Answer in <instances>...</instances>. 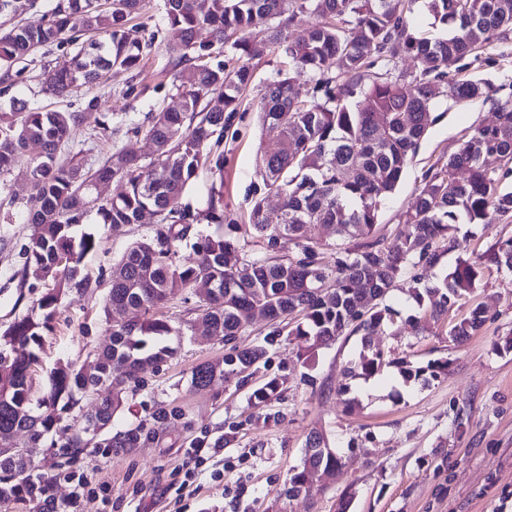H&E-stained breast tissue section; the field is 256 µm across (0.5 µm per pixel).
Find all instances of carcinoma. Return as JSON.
<instances>
[{
	"mask_svg": "<svg viewBox=\"0 0 512 512\" xmlns=\"http://www.w3.org/2000/svg\"><path fill=\"white\" fill-rule=\"evenodd\" d=\"M145 0H59L43 24L15 25L0 34V66L75 31H92L102 40L82 45L63 64L44 72L43 84L64 96L112 74V69L137 70L142 45L130 36L127 23ZM444 33L422 36L414 29L417 3ZM315 22L298 40L287 27L299 14ZM164 19L174 32L170 51L182 69L175 89L178 109L154 112L137 128L155 146L149 163L115 148L95 169L64 162L58 150L79 122L75 112L37 109L0 112V174L23 156L27 144H41L29 163V191L34 208L28 214L31 234L26 247L25 275L50 281L53 288L37 300L41 319L23 317L4 333L0 347V507L47 494L50 480L35 474L28 450L12 438L27 434L31 447L51 433V447L68 454L71 448H131L145 436V426L129 425L120 437L109 433L112 419L128 393L145 386V374L174 355L164 344L173 328L158 315L175 295L187 291L212 335L224 337V357L195 366L191 382L205 387L215 378L252 382L268 363L266 346L241 347L237 339L255 313L267 318L280 335L290 316L298 322L288 335L303 336L301 354L309 366L318 350L341 337L361 335L358 359L346 367L348 378H367L390 364L372 347V337L398 312L384 304L396 282L417 266L437 265L445 252L461 247L456 224L488 229L512 215V95L494 101L496 121L478 126L446 162L422 175L423 188L401 215L403 229L391 241L374 237L381 202L401 180L409 157L427 132L430 110L453 97L458 101L482 95L492 85L448 73L458 62L512 32V0H164ZM284 46L292 63L278 71L261 98V119L278 141L275 153H260L257 183L251 194L247 231L259 246L249 253L222 235H206L196 243L195 258L186 264L174 243L195 234L194 225L224 221V158L212 155L234 117L240 94L252 83L247 63L228 68L204 62L216 45L231 44L240 57L256 55L257 41ZM417 70L400 68L405 57ZM309 75L311 92L302 99L294 91L293 69ZM165 169L162 179L151 168ZM209 167L219 183L212 184L206 207L196 213L182 205L188 182ZM118 180L124 189L106 201L96 198L102 181ZM282 198L285 220L268 222L264 202ZM101 224L139 223L145 212L155 217L152 233L133 242L112 266L104 312L134 311L137 319L112 325L111 345L94 354L90 372L68 363L55 369L50 386L35 396L33 366L39 361L43 331L53 320L61 297L75 288L93 293L101 282L82 274L85 257L99 248L92 232L76 233L90 213ZM333 229L332 261L320 264V243L308 229ZM293 243L281 251L282 239ZM493 265L512 270V238L499 239L480 261L459 259L453 272L422 289L413 288L417 304L429 301L437 316L472 293ZM477 306L450 325L448 335L462 343L485 322ZM406 378L448 370L435 360L411 369L395 362ZM97 396L94 410L78 425L64 423L88 396ZM277 377L253 387L250 399L260 408L280 399ZM309 439L301 468L288 479V496L309 490L310 472L332 475L338 467L334 449L321 435Z\"/></svg>",
	"mask_w": 512,
	"mask_h": 512,
	"instance_id": "obj_1",
	"label": "carcinoma"
}]
</instances>
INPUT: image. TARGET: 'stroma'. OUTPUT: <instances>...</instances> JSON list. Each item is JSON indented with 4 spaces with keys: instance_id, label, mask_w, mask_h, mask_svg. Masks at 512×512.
<instances>
[{
    "instance_id": "stroma-1",
    "label": "stroma",
    "mask_w": 512,
    "mask_h": 512,
    "mask_svg": "<svg viewBox=\"0 0 512 512\" xmlns=\"http://www.w3.org/2000/svg\"><path fill=\"white\" fill-rule=\"evenodd\" d=\"M129 28L133 36L155 39L140 72H116L93 87L55 96L45 89L43 73L75 49L71 43H56L11 65L13 88L10 96L0 97V111H10L16 99L29 108L79 113L81 121L60 155L87 168L97 167L116 144L149 160L152 147L137 127L149 113L181 103L174 88L177 70L166 52L171 32L163 0H146ZM285 62L273 47L261 48L251 59L252 85L224 133L226 223L202 227L204 233L224 235L247 251L253 241L236 227L248 221V194L257 180L255 159L269 140L259 115L261 90ZM467 64L470 79L512 93V40L485 47ZM447 108L429 125L401 184L383 202L378 237L390 240L400 231V215L421 190L423 173L446 161L473 127L494 119L491 101L482 98L451 102ZM115 127L120 130L116 137L111 134ZM26 170L22 162L0 174V333L14 320L39 318L36 301L47 290L22 273L30 234ZM85 229L96 233L101 245L85 258L83 272L103 281L126 248L150 231L144 223L104 226L93 215ZM458 235L465 240L461 254L472 259L497 239L512 237V217H502L486 231L463 224ZM461 254H444L436 267H419L402 277L386 302L403 320L373 339L392 362L402 358L418 367L448 360L447 372L437 379L407 383L391 364L370 379L353 380L356 402L344 407L336 388L344 368L359 354V336L321 349L315 365L306 368L298 359L300 339L270 337L267 319L258 315L238 343L272 339L268 373L283 381L280 400L261 411L250 400V388H236L234 382L218 379L204 389L192 387L193 367L222 358L224 339L205 335L200 315L193 312L194 301L177 298L165 311L172 326L181 330L169 338L177 354L128 398L111 431L119 433L161 407L177 408L179 417L133 448H81L69 457L55 448L33 449L37 471L48 477L62 470L98 471L112 490L89 500L84 512H336L343 496L350 500L347 512H512V350L505 347L512 338V272L485 269L477 290L438 322L418 309L411 292L414 281L432 283L453 271ZM105 294L101 287L92 294L73 289L63 295L54 330L43 339L35 392L48 387L49 375L59 365H83L110 344ZM478 305L487 315L480 332L462 344L452 341L449 323ZM411 315L416 318L412 324L407 321ZM314 431L335 449L341 466L308 494L288 496V479L301 465L306 440ZM202 437L223 442L224 452L215 457L203 449L207 462L199 470L198 492L177 497L176 489L193 465L189 447Z\"/></svg>"
}]
</instances>
